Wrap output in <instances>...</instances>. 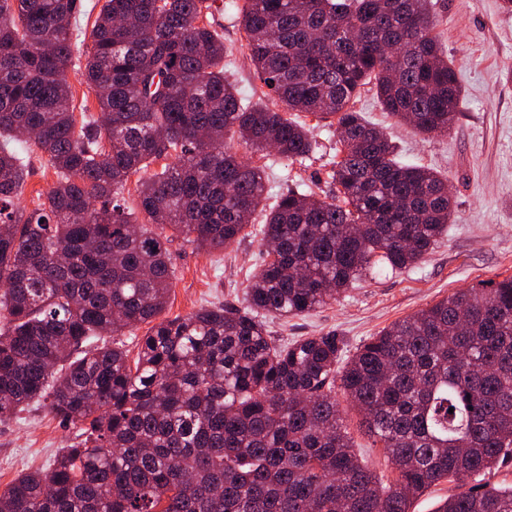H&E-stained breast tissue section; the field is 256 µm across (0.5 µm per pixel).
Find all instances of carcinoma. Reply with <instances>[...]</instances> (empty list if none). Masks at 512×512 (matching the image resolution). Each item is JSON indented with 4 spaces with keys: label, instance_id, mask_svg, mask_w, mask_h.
<instances>
[{
    "label": "carcinoma",
    "instance_id": "carcinoma-1",
    "mask_svg": "<svg viewBox=\"0 0 512 512\" xmlns=\"http://www.w3.org/2000/svg\"><path fill=\"white\" fill-rule=\"evenodd\" d=\"M215 2L104 0L83 71L100 116L79 127L80 0H0V423L42 401L78 429L0 512H410L468 478L435 512H512V486L479 480L512 458V276L392 323L340 371L336 332L283 343L266 322L414 267L448 234L445 179L355 109L371 85L418 133L448 131L462 88L429 0H244L270 98L251 105L224 76ZM287 111L335 119L343 156L331 196L291 188L267 209L265 170L236 147L304 164L316 141ZM22 132L57 175L28 211ZM265 209L268 260L240 305L160 318L170 243L222 249ZM143 323L131 361L115 337ZM338 388L392 482L354 451ZM82 71L83 69H80L79 62L75 60L74 63L68 66L66 72L67 80L73 92L74 105L76 106L75 116L77 126H80L85 115H98L95 92L85 82L84 77L82 76ZM460 491L457 484L444 481L441 484L431 487L423 495L418 497L411 506V512H433L441 499L449 494Z\"/></svg>",
    "mask_w": 512,
    "mask_h": 512
}]
</instances>
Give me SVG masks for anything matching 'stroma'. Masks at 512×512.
<instances>
[{
    "label": "stroma",
    "mask_w": 512,
    "mask_h": 512,
    "mask_svg": "<svg viewBox=\"0 0 512 512\" xmlns=\"http://www.w3.org/2000/svg\"><path fill=\"white\" fill-rule=\"evenodd\" d=\"M502 0H431L442 48L453 59L464 90L462 106L448 132L424 136L384 112L372 91L356 104L381 128L401 162L431 168L446 178L456 200L448 234L418 266L375 273L355 282L336 302L310 313L276 319L272 331L283 340L333 331L347 352L393 322L457 291L512 276V12ZM213 25L232 50L226 74L246 100L261 89L246 48L247 37L236 11L215 13ZM312 126L317 150L304 164L275 154L240 153L267 172L266 206L289 187L303 184L328 195L327 164L340 148L333 127L296 113ZM21 148L30 158V174L20 203L33 208L39 193L56 180L31 140ZM173 277L164 315L184 316L213 304L237 303L265 253L253 228L233 245L206 252L177 240L171 245ZM76 429L33 402L0 423V489L22 472L46 468L60 448L75 440Z\"/></svg>",
    "instance_id": "35a3bbf8"
}]
</instances>
